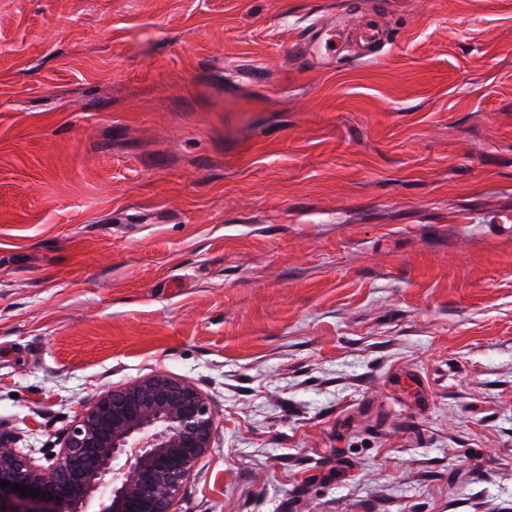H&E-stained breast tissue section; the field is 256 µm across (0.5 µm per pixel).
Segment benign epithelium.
I'll use <instances>...</instances> for the list:
<instances>
[{"label":"benign epithelium","instance_id":"obj_1","mask_svg":"<svg viewBox=\"0 0 512 512\" xmlns=\"http://www.w3.org/2000/svg\"><path fill=\"white\" fill-rule=\"evenodd\" d=\"M214 414L191 383L157 373L102 391L41 463L0 434V512H178L180 495L209 452Z\"/></svg>","mask_w":512,"mask_h":512}]
</instances>
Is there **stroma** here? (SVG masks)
Segmentation results:
<instances>
[{
    "label": "stroma",
    "instance_id": "35a3bbf8",
    "mask_svg": "<svg viewBox=\"0 0 512 512\" xmlns=\"http://www.w3.org/2000/svg\"><path fill=\"white\" fill-rule=\"evenodd\" d=\"M354 2L378 58L314 22ZM512 0H0V431L156 373L180 512H512Z\"/></svg>",
    "mask_w": 512,
    "mask_h": 512
}]
</instances>
